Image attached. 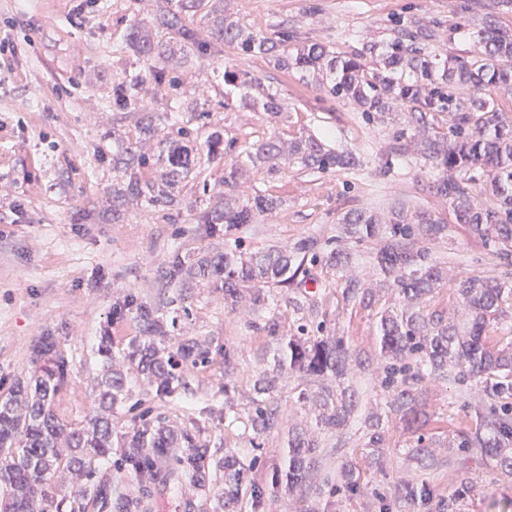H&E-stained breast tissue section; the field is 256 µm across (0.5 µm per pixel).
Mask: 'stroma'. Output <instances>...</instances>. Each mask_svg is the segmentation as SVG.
Instances as JSON below:
<instances>
[{
    "label": "stroma",
    "instance_id": "1",
    "mask_svg": "<svg viewBox=\"0 0 512 512\" xmlns=\"http://www.w3.org/2000/svg\"><path fill=\"white\" fill-rule=\"evenodd\" d=\"M156 8L157 0H0V35L16 46L9 69L0 72V397L16 380L29 378L31 348L49 333L70 361L54 410L65 423H84L96 407L95 351L102 331L120 345L141 333L135 320H112L113 303L134 289L169 321V347L189 336L207 337L210 361L185 372L170 403L155 399L149 384L127 369L133 398L112 416L113 449H120L130 418L161 416L178 432L197 424L218 437L211 447L214 458L230 448L263 474L285 467L288 434L301 430L318 442L332 471L311 468L304 487L272 496L264 512H439V501L464 482L473 491L458 512H498L502 499L512 498V476H503L490 456L453 445L459 433L475 431L477 410L489 406L482 386L452 378L423 384L418 399L428 417L425 449L409 451L414 436L400 415L389 411L378 381L380 315L399 309L401 300L379 285L375 242L358 243L344 233L346 214L358 209L384 221L392 213L417 210L443 219L450 236L431 243L429 251L441 263L446 283L424 303L443 321L464 323L452 281L499 273L502 264L496 252L456 223L447 197L437 191L440 172L421 154L427 136L447 132V115L418 124L400 104L381 115L366 114L353 100L331 95L321 76L271 56L246 57L230 42L201 56L171 41L160 56L144 58L129 48L126 34L133 18H149ZM488 18L512 32V0H210L191 23L206 32L220 19L228 28L285 39L292 49L318 44L341 58L357 54L372 69L379 67L395 29L418 31L416 44L425 56L442 60L473 51ZM151 69L164 72L167 82L161 90L141 93L154 115L155 131L147 136L139 112L113 105L112 89ZM228 71L249 72L253 81L227 84ZM262 92L279 100L278 116L249 105V98ZM172 96L181 100L177 119L166 110ZM217 128L224 133L223 159L197 163L174 189L178 204L128 201L113 210L112 186L121 176L113 155L131 147L153 157L142 175L159 181L166 174L158 159L166 139L184 131L202 142ZM267 138L281 150L273 173L248 157L253 143ZM307 139L353 153L358 163L326 173L304 168L290 149ZM228 166L238 171L237 185L224 183ZM256 194L279 197L282 209L244 228V249L265 251L317 238L323 251L350 252L349 274L373 288L374 299L368 307L345 305L340 293L317 288L327 271L324 263L309 264L304 311L284 304L278 317L286 330L312 317L324 321V335L342 337L357 364L345 382L355 395L356 413L343 430L317 429L320 383L281 375L275 393L279 426L255 447L240 427L225 426L224 398L232 396L238 411L246 412L256 377L277 363L275 345L256 329L261 313L247 300L225 310L223 294L199 278L183 289L184 308L177 311L157 282L172 250L206 258L222 254L223 236L207 234L200 217L218 201L235 206ZM18 204L24 214L17 224ZM228 356L234 363L229 372ZM375 419L386 440L378 451L366 446ZM348 467L358 483L353 492L346 489ZM124 487L141 500V512H223L214 485L185 479L146 492L128 474Z\"/></svg>",
    "mask_w": 512,
    "mask_h": 512
}]
</instances>
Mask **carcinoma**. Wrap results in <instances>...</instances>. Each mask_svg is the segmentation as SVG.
Listing matches in <instances>:
<instances>
[{
	"instance_id": "carcinoma-1",
	"label": "carcinoma",
	"mask_w": 512,
	"mask_h": 512,
	"mask_svg": "<svg viewBox=\"0 0 512 512\" xmlns=\"http://www.w3.org/2000/svg\"><path fill=\"white\" fill-rule=\"evenodd\" d=\"M205 2L158 0L150 19H133L130 46L150 57L159 51L157 37L164 34L187 52L205 54L227 40L248 56L264 57L279 51L283 61H288L287 44L254 31L226 30L222 21L210 29L208 38H200L186 23V16L197 14ZM415 40L410 32H397L382 66L371 72L357 55L331 62L330 68L336 71L332 92L353 98L368 114L388 111L391 101L413 104L418 121L431 112H448L449 144L437 137L428 139L424 158L449 173L437 190L451 201L457 223L467 225L471 234L491 243L507 260L512 256V116L497 107L493 91L501 86L512 88V33L496 28L489 19L479 34L480 49L440 62L425 57ZM324 56L319 45L305 46L297 50L295 65L318 69ZM406 64L414 73L411 80L399 76ZM148 78L156 84L161 82V74L155 70ZM148 78L118 84L115 104L120 108L135 104ZM253 150L254 160L259 163L276 158V145L269 139L253 145ZM162 152L168 171L160 183L142 179V168L150 164L146 155L129 150L128 157L113 159L112 164L121 171V184L112 189V197L173 205V185L193 170L197 156L204 152L213 161L223 158L224 135L215 129L199 144L168 139ZM292 155L303 166L323 173L353 165L350 157L313 140L295 143ZM472 168L493 174L489 205L478 203L453 178ZM279 207L277 200L262 195L237 207L214 205L202 216V223L209 233L224 235V254L195 259L180 250L171 251L163 262L161 287L183 288L186 275L193 272L206 279L213 290L224 293L226 309L232 310L241 299L249 298L255 310L266 312L261 329L280 350L278 371L323 382L315 425L337 431L348 426L356 408L354 395L338 394L331 384L333 380L341 384L348 372L347 348L339 337L310 335L323 329L313 320L302 321L295 335L282 331L270 294L272 288L301 287L307 275V257L317 255L319 241L304 238L289 250L247 253L242 249L241 229L253 223L257 215ZM344 225L348 236L359 242H380L374 260L383 285L402 298L401 308L382 315L380 320V346L385 358L381 387L387 393L389 410L403 413L408 428L416 431L427 423L417 396L422 383L450 371L460 382L478 380L492 400L488 413H479L488 436L477 432L461 435L456 447L489 451L512 472V347L494 349L486 339L489 324L508 316L512 308V271H504L501 277L472 276L456 283V292L468 310L467 326L462 330L420 305L421 298L442 280L441 266L420 240L445 238L449 224L420 210L409 217L398 213L390 223L380 224L375 215L354 210L346 216ZM325 262L328 269L339 272L349 266L351 257L333 249L326 254ZM341 295L348 304H361L370 291L355 278L347 277ZM128 316L141 323L143 335L128 342L124 358L136 363L156 398L173 397L183 367L202 364L208 358V339L191 336L175 350L166 347L162 343L166 333L163 316L135 291L112 304V319ZM97 356L102 372L97 411L85 424L72 427L53 409L54 398L67 378L68 360L55 336L47 333L34 345L38 370L30 379L15 382L0 401V512H48L59 492L54 477L62 469L78 479L70 496L87 500L93 512H136L139 502L126 497L121 479L106 481L98 476L99 463L112 456V412L132 393L123 375L113 369L111 336L100 337ZM274 388V378L266 373L255 380L258 398L252 401L244 422L253 441L279 425L278 407L268 403ZM180 439L184 451L176 457V466L163 473L158 464L166 458V441L160 428L132 419L126 426L121 466L145 487L159 479L174 486L184 477L210 481L220 472L224 478V512H235L234 504L244 494L250 496L254 512H262L268 494L277 492L283 484L301 486L319 458L315 440L293 433L288 436V468L259 479L253 474L254 464L243 463L230 449L224 454V462L214 461L209 454L212 440L203 437L201 430L185 429Z\"/></svg>"
}]
</instances>
